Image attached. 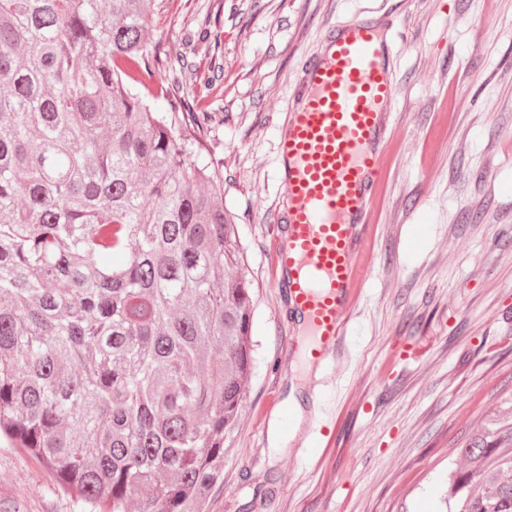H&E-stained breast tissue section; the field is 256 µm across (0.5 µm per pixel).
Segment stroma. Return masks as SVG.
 <instances>
[{"label":"stroma","instance_id":"35a3bbf8","mask_svg":"<svg viewBox=\"0 0 512 512\" xmlns=\"http://www.w3.org/2000/svg\"><path fill=\"white\" fill-rule=\"evenodd\" d=\"M148 38L212 119L199 141L254 283L255 366L224 480L203 512H443L459 437L512 387V0H155ZM396 24L395 103L360 262L365 276L329 363L301 371L299 323L270 223L276 131L331 27ZM218 40L186 43L199 27ZM307 415L292 441L284 400ZM53 476L0 443V512H79Z\"/></svg>","mask_w":512,"mask_h":512}]
</instances>
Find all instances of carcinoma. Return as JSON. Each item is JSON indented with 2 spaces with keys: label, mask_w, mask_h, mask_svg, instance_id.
<instances>
[{
  "label": "carcinoma",
  "mask_w": 512,
  "mask_h": 512,
  "mask_svg": "<svg viewBox=\"0 0 512 512\" xmlns=\"http://www.w3.org/2000/svg\"><path fill=\"white\" fill-rule=\"evenodd\" d=\"M153 0H0V439L81 512H202L253 357L224 182L145 34ZM447 512H512V427Z\"/></svg>",
  "instance_id": "1"
}]
</instances>
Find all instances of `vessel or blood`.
Listing matches in <instances>:
<instances>
[{"instance_id": "b4317fda", "label": "vessel or blood", "mask_w": 512, "mask_h": 512, "mask_svg": "<svg viewBox=\"0 0 512 512\" xmlns=\"http://www.w3.org/2000/svg\"><path fill=\"white\" fill-rule=\"evenodd\" d=\"M389 23L338 26L299 75L279 125L276 171L283 188L272 229L274 260L323 364L345 334L357 262L391 131L395 82Z\"/></svg>"}]
</instances>
